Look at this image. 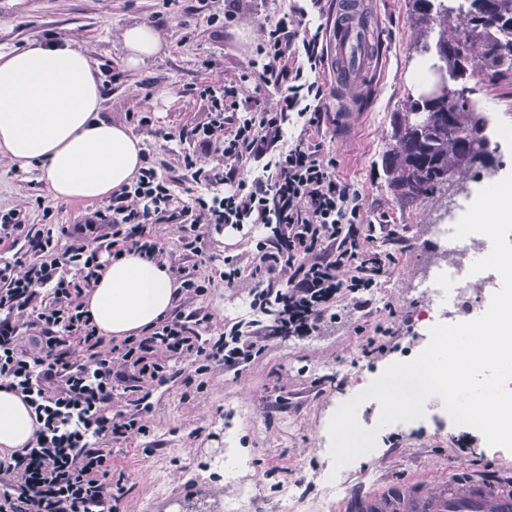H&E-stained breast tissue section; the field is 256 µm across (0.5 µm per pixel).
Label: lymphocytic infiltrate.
I'll use <instances>...</instances> for the list:
<instances>
[{
  "label": "lymphocytic infiltrate",
  "instance_id": "f902f5d3",
  "mask_svg": "<svg viewBox=\"0 0 512 512\" xmlns=\"http://www.w3.org/2000/svg\"><path fill=\"white\" fill-rule=\"evenodd\" d=\"M251 95L224 82L196 87L208 117L189 131L220 165L183 166L211 196L185 202L144 160L130 185L109 205L76 224H31L25 211H0V386L32 409L40 426L24 448L0 456V512H115L122 483L97 445L149 431L150 406L140 393L175 376L187 361L196 373L222 361L239 371L272 336H303L324 318H337V299L372 295L384 261L360 227L361 194L336 173L337 160L320 135L326 87L317 75L327 59L322 29L308 12L268 21L255 49ZM280 98L268 107V91ZM299 133L285 140V129ZM255 162L251 177L238 175ZM172 224L184 260L177 269L183 310L140 334L104 339L84 297L107 264L135 250L163 258L166 249L147 230ZM263 225L253 272L256 319L225 326L208 338L212 315L198 307L211 278L204 263L202 225ZM275 311L272 323L261 314ZM81 357H73L72 346ZM133 408L114 410L116 391Z\"/></svg>",
  "mask_w": 512,
  "mask_h": 512
}]
</instances>
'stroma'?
<instances>
[{
	"label": "stroma",
	"instance_id": "1",
	"mask_svg": "<svg viewBox=\"0 0 512 512\" xmlns=\"http://www.w3.org/2000/svg\"><path fill=\"white\" fill-rule=\"evenodd\" d=\"M382 53L373 73L362 79L367 87L349 126H342L341 101L336 100V71L320 74L329 96L324 144L335 155L341 178L362 194V224L390 225L392 236H380L378 246L391 253L369 305L347 304L340 319L327 322L306 336H274L262 354L241 373L212 366L208 373L151 388L149 435H136L123 444H101L114 467L124 473L120 512H234L239 491L253 490L249 512H333L322 502L331 475L343 491L380 479L435 477L466 468L473 474L512 475V451L488 447L483 435L469 426L449 425L438 431L431 418L383 427L373 454H362L334 470L328 426L346 401L364 391L389 363L402 360L423 332L417 313L426 303L412 281L423 274L434 251L430 226L446 209L487 180L486 174L454 179L436 200L414 208L401 207L389 191L381 157L389 147L390 122L415 85L410 76L419 61L412 49L407 0H373ZM294 0H232L234 21L214 32L198 0H179L158 32L164 52L136 71L125 69L121 34L132 21H150L162 11V0H0V50L49 37H81L96 65L121 66L118 80L104 89L106 118L126 124L140 137L159 175L181 199L206 193L182 168L183 156L193 153L199 166L217 165L216 154L196 149L192 141L164 142L153 137L157 128L180 130L206 117L199 98L187 86L202 81L235 80L250 71L254 49L267 20L290 11ZM214 57L220 67L205 70L201 61ZM476 108L488 124L512 125V76L495 85L471 80ZM170 91L173 100L154 111L152 98ZM149 124H140V117ZM24 206L29 223L43 219L71 225L93 205L53 197L37 169H19L0 160V208ZM51 216H44V207ZM207 262L198 273L212 277L199 304L214 315L215 326L253 319L251 292L255 244L264 237L261 226L204 227ZM234 256L240 279L225 285L221 273L225 256ZM388 330L383 351L367 353L364 344L376 327ZM231 426L236 447L248 464L231 471L212 467L210 451L218 447L216 433ZM295 486L293 503L282 488Z\"/></svg>",
	"mask_w": 512,
	"mask_h": 512
}]
</instances>
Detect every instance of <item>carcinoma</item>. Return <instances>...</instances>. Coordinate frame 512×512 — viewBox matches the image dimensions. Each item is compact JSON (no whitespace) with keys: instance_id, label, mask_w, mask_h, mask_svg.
Returning <instances> with one entry per match:
<instances>
[{"instance_id":"cac0c4a2","label":"carcinoma","mask_w":512,"mask_h":512,"mask_svg":"<svg viewBox=\"0 0 512 512\" xmlns=\"http://www.w3.org/2000/svg\"><path fill=\"white\" fill-rule=\"evenodd\" d=\"M408 22L430 67L441 54L454 78L456 98L410 96L394 113L389 149L382 156L386 183L405 206L435 199L448 176L491 169L494 150L474 151L478 125H486L471 98L477 72L493 80L512 75V0H409Z\"/></svg>"}]
</instances>
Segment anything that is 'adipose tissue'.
Listing matches in <instances>:
<instances>
[{
  "instance_id": "obj_1",
  "label": "adipose tissue",
  "mask_w": 512,
  "mask_h": 512,
  "mask_svg": "<svg viewBox=\"0 0 512 512\" xmlns=\"http://www.w3.org/2000/svg\"><path fill=\"white\" fill-rule=\"evenodd\" d=\"M125 64L140 68L164 44L145 22L123 33ZM100 80L78 40L33 39L0 52V157L38 166L56 198L94 201L131 183L142 165L140 139L104 117ZM177 285L167 266L132 251L102 271L84 298L105 338L140 333L170 312ZM37 428L27 405L0 388V447H23Z\"/></svg>"
}]
</instances>
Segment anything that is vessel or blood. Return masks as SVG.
<instances>
[{"instance_id": "b4317fda", "label": "vessel or blood", "mask_w": 512, "mask_h": 512, "mask_svg": "<svg viewBox=\"0 0 512 512\" xmlns=\"http://www.w3.org/2000/svg\"><path fill=\"white\" fill-rule=\"evenodd\" d=\"M361 0H339L330 43L339 97L356 92L378 59L376 34ZM336 512H512V479L464 471L452 480L421 477L359 487L337 502Z\"/></svg>"}]
</instances>
